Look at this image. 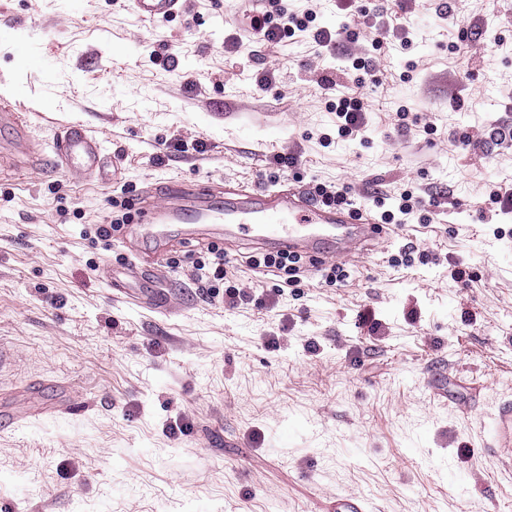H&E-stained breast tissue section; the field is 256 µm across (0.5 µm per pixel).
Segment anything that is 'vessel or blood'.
<instances>
[{"mask_svg":"<svg viewBox=\"0 0 512 512\" xmlns=\"http://www.w3.org/2000/svg\"><path fill=\"white\" fill-rule=\"evenodd\" d=\"M129 9L142 19L156 21L176 16L182 0H128ZM53 152L63 171L101 172L107 159L84 126L72 124L57 134ZM143 236L157 238L165 225L179 224L184 237H192L196 226H223L225 232L254 235L288 251L312 255L325 253L330 239L344 243L378 235L375 219L352 207H326L311 195L256 188L247 193L225 194L223 203L201 199L199 204L171 210L164 204L136 208L133 217Z\"/></svg>","mask_w":512,"mask_h":512,"instance_id":"obj_1","label":"vessel or blood"}]
</instances>
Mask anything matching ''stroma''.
Returning <instances> with one entry per match:
<instances>
[{
	"mask_svg": "<svg viewBox=\"0 0 512 512\" xmlns=\"http://www.w3.org/2000/svg\"><path fill=\"white\" fill-rule=\"evenodd\" d=\"M449 4L456 25L428 0L409 46L363 32L320 52L300 35L234 50L266 0H183L156 22L107 0H0V101L31 149L0 126V512H332L353 493L368 512H512V212L483 197L512 186V138L492 135L512 128V0ZM357 57L395 86L368 96L364 138L338 140L321 84L360 78ZM72 121L118 178L57 169ZM171 182H333L364 209L408 185L440 220L336 250L347 282L309 263L288 287L249 269L272 250L256 239L97 234L114 202ZM215 245L220 288L282 296L210 297L192 263ZM114 271L155 280L169 308L113 290ZM177 417L193 431L167 437Z\"/></svg>",
	"mask_w": 512,
	"mask_h": 512,
	"instance_id": "stroma-1",
	"label": "stroma"
}]
</instances>
